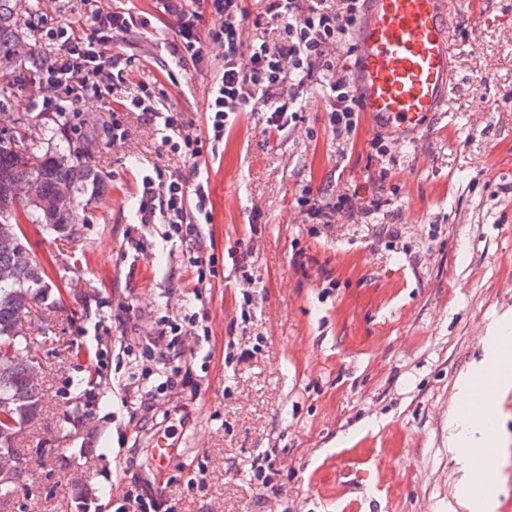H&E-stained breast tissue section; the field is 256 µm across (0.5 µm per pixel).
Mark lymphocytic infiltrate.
Returning a JSON list of instances; mask_svg holds the SVG:
<instances>
[{
    "mask_svg": "<svg viewBox=\"0 0 512 512\" xmlns=\"http://www.w3.org/2000/svg\"><path fill=\"white\" fill-rule=\"evenodd\" d=\"M83 2L89 7L90 22L71 32L60 25L49 26L45 12L33 14L37 30L59 44L57 52L41 63L38 84L43 93L33 103L40 111H75L86 97L125 83L134 71L133 56L108 54L101 46L114 35L148 26L149 18L119 9L101 11L96 0ZM361 4L362 0H265L263 12L254 15L244 0H197L190 10L176 0H162L163 12L172 16L181 37L183 57H199L205 38L224 48L211 76L206 127L197 130L182 113L161 109L154 85L144 83L133 97L113 102V143H121L126 136L120 113L138 111L154 125L162 150L195 161L215 152L231 117L251 105L262 104L266 133H278L297 123L303 94L310 88L323 98L328 125L337 136L354 135L361 104L334 50L349 41ZM207 17L213 21L208 28L202 25ZM271 26L282 31L278 41L271 43L257 35L245 41L246 29L257 32ZM245 45L250 48L246 55L241 52ZM137 198L138 224L167 225L170 242L197 234L199 225L212 221L209 180L196 168L186 177L160 170L143 176ZM297 205L306 223L332 224L338 216L354 212L370 217L380 203L362 200L356 189L315 191L308 187L301 191Z\"/></svg>",
    "mask_w": 512,
    "mask_h": 512,
    "instance_id": "f902f5d3",
    "label": "lymphocytic infiltrate"
}]
</instances>
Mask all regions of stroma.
<instances>
[{
	"mask_svg": "<svg viewBox=\"0 0 512 512\" xmlns=\"http://www.w3.org/2000/svg\"><path fill=\"white\" fill-rule=\"evenodd\" d=\"M21 2L26 64L0 70V129L35 114L38 2ZM453 44L456 91L412 143L365 117L336 137L311 90L297 125L272 136L261 110L238 114L196 164L212 221L182 243L137 224L135 193L153 166L185 175L194 164L160 150L140 113H124L116 145L107 105L79 104L70 122L97 127L91 162L105 185L86 193L78 235L23 227L50 287L26 317L45 400L20 443L27 474L0 512H124L136 495L144 512H448L475 487L450 417L490 324L512 318V0H469ZM179 45L149 27L115 36L112 49L137 62L117 91L155 83L200 128L222 50L206 40L199 61L182 62ZM328 186L361 188L381 207L303 223L301 190ZM198 255L216 261L202 283ZM244 260L258 279L249 304ZM196 312L206 329L189 324ZM168 325L180 336L161 335ZM491 406L493 512H512V390ZM158 435L180 448L160 467ZM270 448L277 471L262 490L251 466Z\"/></svg>",
	"mask_w": 512,
	"mask_h": 512,
	"instance_id": "obj_1",
	"label": "stroma"
}]
</instances>
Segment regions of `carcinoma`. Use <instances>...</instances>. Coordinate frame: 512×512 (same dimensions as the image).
I'll return each mask as SVG.
<instances>
[{
  "mask_svg": "<svg viewBox=\"0 0 512 512\" xmlns=\"http://www.w3.org/2000/svg\"><path fill=\"white\" fill-rule=\"evenodd\" d=\"M14 0H0V65L11 67L23 56V38L13 24ZM83 137V134H77ZM75 137V138H77ZM15 138L26 145L27 158H22L7 144L0 143V191L7 192L22 210L26 224H37L47 232L68 236L66 229L83 223L81 198L87 188L99 189L101 180L86 158L73 156L75 138H57L56 132L37 120L24 119L0 140ZM73 188L77 198L74 207L51 214L29 204L34 194L52 197L61 184ZM11 273L0 280V448L7 447L14 457L28 463L19 444L22 433L40 417L44 404L43 380L33 382L29 344L14 339L18 323L26 318L35 301L47 298L44 288L46 270L28 248L22 227L16 236L0 240V270Z\"/></svg>",
  "mask_w": 512,
  "mask_h": 512,
  "instance_id": "carcinoma-1",
  "label": "carcinoma"
}]
</instances>
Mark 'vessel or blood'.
<instances>
[{
  "instance_id": "vessel-or-blood-1",
  "label": "vessel or blood",
  "mask_w": 512,
  "mask_h": 512,
  "mask_svg": "<svg viewBox=\"0 0 512 512\" xmlns=\"http://www.w3.org/2000/svg\"><path fill=\"white\" fill-rule=\"evenodd\" d=\"M461 8L462 0H366L352 84L374 126L407 141L442 111L455 88L452 39ZM492 377L481 373L467 414L492 400Z\"/></svg>"
}]
</instances>
